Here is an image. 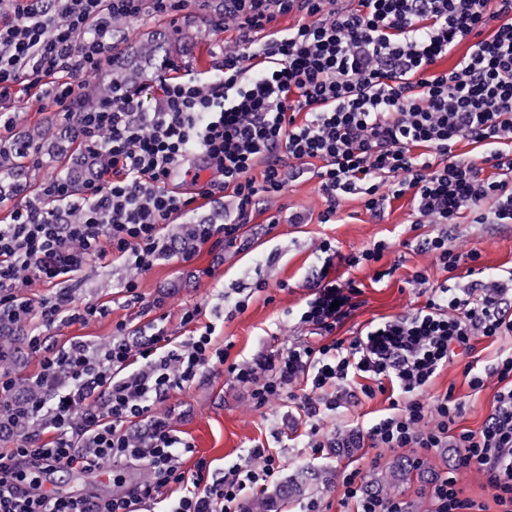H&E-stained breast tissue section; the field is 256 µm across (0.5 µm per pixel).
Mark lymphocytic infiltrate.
Here are the masks:
<instances>
[{"label":"lymphocytic infiltrate","instance_id":"f902f5d3","mask_svg":"<svg viewBox=\"0 0 512 512\" xmlns=\"http://www.w3.org/2000/svg\"><path fill=\"white\" fill-rule=\"evenodd\" d=\"M0 23V141L9 139L22 94L46 99L76 117L77 132L97 171L74 195L70 181L49 178V206H17L0 224V327H24L41 369L18 383L7 368L12 350L0 343V434L17 436L0 451V512H142L154 502L166 512H242L248 494L278 481L282 464L264 444L244 463L211 470L198 460L183 468L194 445L175 435L158 411L170 390L205 372L226 371L250 386L255 409L276 401L307 418V446L410 449L421 466L439 448L456 449L450 471L435 476L433 512H486L465 496L457 476L482 474L499 512H512V348L488 365L473 355L477 341L512 339V269L484 280L481 255L448 245L447 232L418 241L435 269L455 287L433 285L429 269L409 286L424 303L413 311L340 338L337 328L358 306L361 285L336 280L334 262L381 267L386 242L344 255L323 241L324 256L308 285L299 322L319 343L291 344L230 361L214 347L213 325L201 307L183 312L193 334L175 341L165 327L129 337L117 323L104 343L48 345L55 323H85L99 309L59 289L40 300L19 291L22 275L52 283L115 254L139 270L161 255L181 256L160 227L192 211L197 199L231 194L234 212L220 224H195L199 243H236L259 204L285 189L283 159L311 166L324 209L335 223L343 200L358 197L380 215L386 201L409 197L417 218L455 224H512V0H224L213 27L237 24L240 43L224 48L218 74L162 79L160 96L138 89L87 104L76 88L111 63L124 31L118 20L175 16L191 0H7ZM302 21L272 30L277 17ZM452 68L437 69L448 55ZM475 154H455L458 143ZM492 175H485V168ZM189 179L193 189H169ZM472 393L488 379L498 390L481 427H463L465 404L454 389L434 395V379L455 363ZM385 396L384 414L364 430L324 438L320 423L357 396ZM111 469L117 491L64 498L45 490L54 465ZM144 477L127 484L124 471ZM360 469L342 473L347 512H408L396 496L369 492Z\"/></svg>","mask_w":512,"mask_h":512}]
</instances>
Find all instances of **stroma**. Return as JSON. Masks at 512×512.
Here are the masks:
<instances>
[{"mask_svg":"<svg viewBox=\"0 0 512 512\" xmlns=\"http://www.w3.org/2000/svg\"><path fill=\"white\" fill-rule=\"evenodd\" d=\"M223 4L224 0H203L179 15L147 17L123 24L122 29L133 44L152 33H165L178 45L174 69L207 77L221 62L219 46L235 44L239 39L237 28L219 30L210 24ZM38 133L66 147L76 135L75 121L64 117L52 103L31 104L16 113L13 135L22 143ZM25 164L26 174L14 178L10 194L0 200V224L9 222L16 205L39 200L47 179L72 173L81 166L80 161H58L37 151L26 156ZM322 209L316 179L304 175L289 179L280 196L259 206L249 223L243 225L241 240L234 246L202 244L190 261L166 257L144 272L113 256L93 263L68 286L77 301L102 306L104 314L84 324H57L50 331L49 342L60 346L75 337L104 340L120 322L126 323L130 332L140 334L151 332L160 321L170 336L182 338L190 332L181 322L182 313L196 305L216 326V346H230L234 360L287 342H309L308 329L298 322V310L308 294V278L321 266L318 247L322 240H331L346 255L380 240H411L433 230L429 224L415 225L411 204L405 197L392 201L380 218L372 217L355 198L342 202L340 223H319ZM292 212L305 215V223H289ZM449 242L477 249L487 273L512 267V224H473L465 220L452 227ZM383 262L398 263L399 268L392 279L379 283L374 282L369 266L351 269L338 264L331 269V277L348 276L363 285L360 305L338 329L339 337L356 335L371 321L402 315L417 306L414 291L404 288L402 282L417 268L430 265V256L398 247L386 252ZM130 279L136 280L144 304H125L122 287ZM242 298L248 299L249 305L239 313L234 304ZM157 299L164 300L163 309L151 308V301ZM451 385L467 402L464 427L479 428L491 411L496 382H488L479 394H471L463 383L460 365L454 364L435 378L432 390L442 393ZM164 406L172 411L171 424L177 435L195 446V455L185 461V469H193L199 458L211 461L213 467L229 468L244 462L249 448L263 442L279 456L282 477H290L302 467L327 474V481L321 482L311 496L328 506L330 512H341V475L345 468L361 469L370 482L384 475L394 461L411 455L407 449L368 447L326 448L313 453L307 446L306 418L299 408L277 402L262 410L253 409L248 387L222 372L205 374L185 388L170 391ZM384 406L380 395L362 399L357 405H345L322 423L321 432L326 435L337 429L369 427ZM454 454L451 448L431 452L423 473L413 472L405 480L385 485V493L404 499L410 512H430V481L448 469Z\"/></svg>","mask_w":512,"mask_h":512,"instance_id":"1","label":"stroma"}]
</instances>
